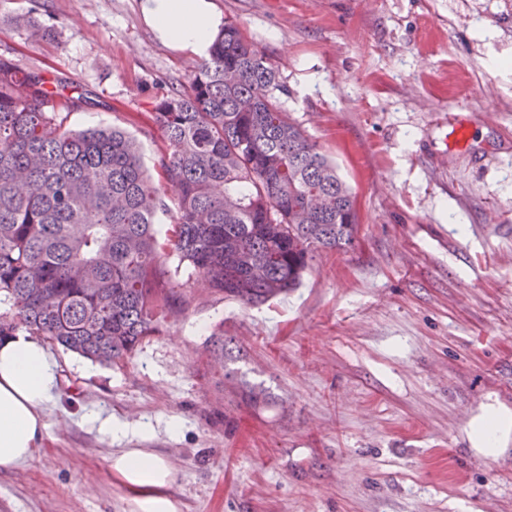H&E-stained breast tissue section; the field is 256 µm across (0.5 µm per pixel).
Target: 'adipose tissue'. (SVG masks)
<instances>
[{"label": "adipose tissue", "instance_id": "obj_1", "mask_svg": "<svg viewBox=\"0 0 512 512\" xmlns=\"http://www.w3.org/2000/svg\"><path fill=\"white\" fill-rule=\"evenodd\" d=\"M148 25L168 46L205 56L223 19L211 0H145ZM56 364L27 331L0 339V472L15 470L48 434L44 406L53 399ZM111 472L131 494V512H181L168 492L173 469L145 448H127L109 460Z\"/></svg>", "mask_w": 512, "mask_h": 512}]
</instances>
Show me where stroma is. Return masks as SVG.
<instances>
[{"instance_id":"1","label":"stroma","mask_w":512,"mask_h":512,"mask_svg":"<svg viewBox=\"0 0 512 512\" xmlns=\"http://www.w3.org/2000/svg\"><path fill=\"white\" fill-rule=\"evenodd\" d=\"M213 2L351 188L354 241L263 304L191 283L124 368L52 347L48 437L0 472V512H130L109 471L124 448L173 466L181 512H512V432L492 455L470 436L483 405L512 414V67L493 64L512 55V0ZM143 3L0 0V56L79 85L91 103L67 128L127 130L155 173L152 102L197 58ZM111 416L129 432L90 423Z\"/></svg>"}]
</instances>
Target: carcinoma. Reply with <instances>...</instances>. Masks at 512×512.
Wrapping results in <instances>:
<instances>
[{
    "label": "carcinoma",
    "mask_w": 512,
    "mask_h": 512,
    "mask_svg": "<svg viewBox=\"0 0 512 512\" xmlns=\"http://www.w3.org/2000/svg\"><path fill=\"white\" fill-rule=\"evenodd\" d=\"M277 91L224 23L188 84L154 101L169 198L129 134L64 128L88 104L79 86L0 57V338L23 329L121 368L183 312L193 278L260 304L350 243L355 197Z\"/></svg>",
    "instance_id": "cac0c4a2"
}]
</instances>
